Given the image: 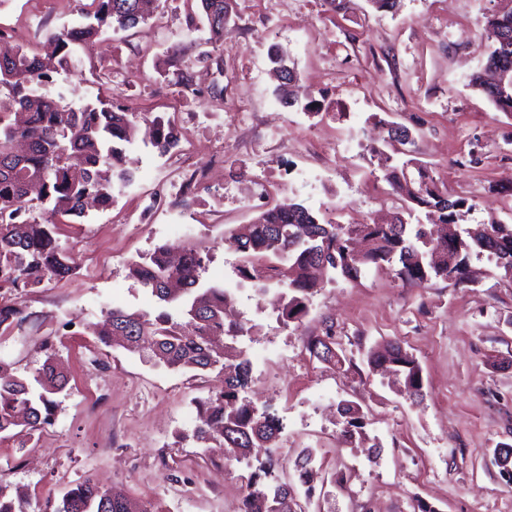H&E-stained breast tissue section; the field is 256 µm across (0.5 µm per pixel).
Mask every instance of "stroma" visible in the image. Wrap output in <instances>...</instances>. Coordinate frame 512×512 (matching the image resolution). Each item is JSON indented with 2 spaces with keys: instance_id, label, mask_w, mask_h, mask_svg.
<instances>
[{
  "instance_id": "1",
  "label": "stroma",
  "mask_w": 512,
  "mask_h": 512,
  "mask_svg": "<svg viewBox=\"0 0 512 512\" xmlns=\"http://www.w3.org/2000/svg\"><path fill=\"white\" fill-rule=\"evenodd\" d=\"M491 0H398L379 11L367 0H235L217 49L201 44L202 20L186 0H156L131 36L109 33L79 63L54 73L53 88L101 96L175 119L179 145L160 154L127 146L135 174L112 209H89L59 230L75 270L24 292L0 290L21 306L24 322L0 332V361L26 376L53 348L68 384L55 397L51 425L30 440L0 435V489L23 491L28 512H52L86 478L149 502L158 512H237L250 473L193 437L196 399L224 387L219 370L193 379L147 362L141 353L97 342L86 328L105 311H150L153 299L127 264L154 244L210 251L205 283L232 294L230 317L252 324L238 337L251 362L246 399L274 408L284 430L278 477L294 473L304 448L315 451L314 502L320 512H512V482L491 459L512 444V284L498 282L487 256L470 259L468 284L400 278L390 267L352 282L337 278L314 295L308 314L277 319L276 287L257 294L238 271L240 255L225 228L248 223L258 205L242 178L265 181L264 203L301 202L332 210L341 223L382 224L396 210L384 167L366 144L382 145L389 125L412 133L414 158L453 196L468 198L467 224H512V114L467 86L492 38ZM76 0H8L0 31L42 47L49 29L79 24ZM286 51L319 112L282 107L268 54ZM222 68L223 100L212 97L204 55ZM192 72L199 96L182 98L178 79ZM160 197L143 215L141 199ZM332 333L349 363L311 357L308 339ZM399 340L419 361L423 400L415 401L368 371L376 344ZM360 403L365 442H343L336 404ZM381 453L370 459L368 441Z\"/></svg>"
}]
</instances>
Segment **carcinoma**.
<instances>
[{
    "label": "carcinoma",
    "instance_id": "obj_1",
    "mask_svg": "<svg viewBox=\"0 0 512 512\" xmlns=\"http://www.w3.org/2000/svg\"><path fill=\"white\" fill-rule=\"evenodd\" d=\"M84 22L70 29L50 30L57 58H44L14 45L0 47V289L34 290L47 279L63 278L75 268L73 256L59 243V224L64 217L75 224L86 215V199L99 209L114 203L115 188L134 180L123 167L126 146L140 131L162 154L179 143L175 126L150 121L100 98L81 96L70 102L64 96L36 93L38 83L51 72L73 61L101 33L128 32L149 19L144 0H78ZM206 18L205 41L215 44L230 17L233 0H194ZM488 26L512 35V6L485 14ZM275 68L288 72L289 79L276 89L280 101L293 107L312 95L300 85L299 74L288 55L270 52ZM512 77V40L497 42L484 53L481 67L469 86L483 94L500 112L512 114V83L502 82V73ZM26 141L28 150L15 153V143ZM386 180L406 201L438 213L441 224H458L467 199L453 198L427 175L414 159L400 164L391 156ZM42 182L39 204L29 197V184ZM40 209L50 215L41 221ZM368 242L365 252L352 248L356 237ZM224 242L241 254L240 273L261 284L260 292L275 285L282 290L279 320L287 325L301 320L318 288L317 267L326 274H339L357 281L372 269L387 263L397 266L401 278L419 282L433 277H453L457 284L471 276L472 253L486 252L495 259L497 277L512 263V225L475 224L461 240L440 241L427 234L421 224H408L396 213L392 224H341L326 214L319 215L301 203L286 208L271 206L247 224L224 230ZM210 261L209 250L195 244L182 248V260L171 264V246H154L146 256L128 265V275L158 301L182 300L178 313L163 309L147 312L114 308L105 312L99 327L88 325L98 342L106 347L115 342L131 352L148 351V359L174 371H206L221 365L224 389L200 402L201 424L196 441L216 448L227 461L248 455L252 448L271 446L283 430L278 413L239 400L251 382L249 359L228 345L224 355H213L217 336L235 338L250 331L243 322L225 320L224 307L230 299L222 287L206 286L200 274ZM25 320L16 304L0 305V327ZM313 357L324 363L344 365L346 358L336 348L332 335L307 342ZM370 371L389 374L407 394L423 397L422 369L415 356L397 341H386L367 355ZM0 366V433L33 435L51 421L53 395L67 385V377L47 355L30 377L5 376ZM339 424L344 437L363 434L362 407L349 400L338 403ZM272 462L262 463L247 478L240 512H309L294 501L293 488L271 477ZM314 468L312 450L300 452L294 462L297 480ZM54 512H154L153 507L118 492H111L90 479L72 486Z\"/></svg>",
    "mask_w": 512,
    "mask_h": 512
}]
</instances>
